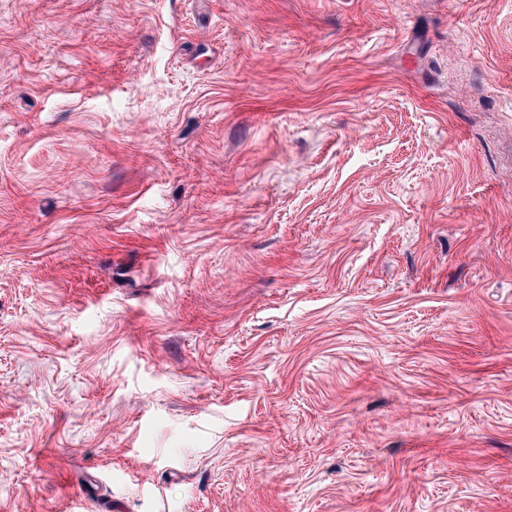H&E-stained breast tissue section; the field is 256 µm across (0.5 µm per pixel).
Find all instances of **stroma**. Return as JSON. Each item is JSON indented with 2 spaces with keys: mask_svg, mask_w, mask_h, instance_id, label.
I'll return each instance as SVG.
<instances>
[{
  "mask_svg": "<svg viewBox=\"0 0 512 512\" xmlns=\"http://www.w3.org/2000/svg\"><path fill=\"white\" fill-rule=\"evenodd\" d=\"M512 512V0H0V512Z\"/></svg>",
  "mask_w": 512,
  "mask_h": 512,
  "instance_id": "1",
  "label": "stroma"
}]
</instances>
